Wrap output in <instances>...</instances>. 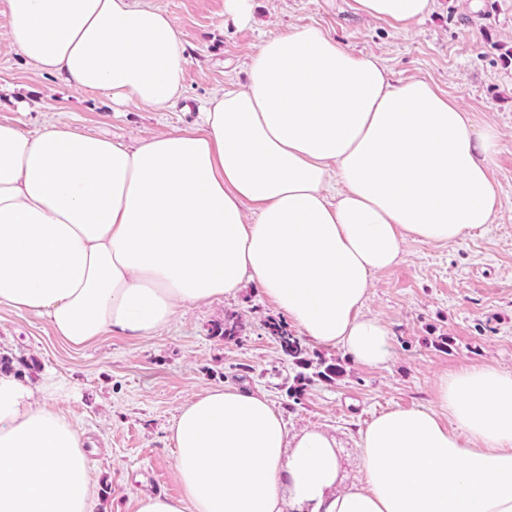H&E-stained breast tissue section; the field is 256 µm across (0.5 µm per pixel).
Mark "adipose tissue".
Wrapping results in <instances>:
<instances>
[{
  "label": "adipose tissue",
  "instance_id": "ef3b65f1",
  "mask_svg": "<svg viewBox=\"0 0 512 512\" xmlns=\"http://www.w3.org/2000/svg\"><path fill=\"white\" fill-rule=\"evenodd\" d=\"M433 3L354 9L405 28ZM6 7L7 40L39 72L137 110L182 99L187 46L147 0ZM247 73L205 100L198 127L130 143L0 123V306L80 348L157 335L251 280L309 343L385 366L392 330L364 311L374 274L406 241L492 223L502 135L317 25L262 39ZM62 392L0 372V512H90L96 464L51 405ZM169 442L179 493H140L136 512H512V370L469 366L438 378L433 408L375 417L346 487L335 438L289 435L258 391L194 395Z\"/></svg>",
  "mask_w": 512,
  "mask_h": 512
}]
</instances>
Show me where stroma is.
<instances>
[{
  "mask_svg": "<svg viewBox=\"0 0 512 512\" xmlns=\"http://www.w3.org/2000/svg\"><path fill=\"white\" fill-rule=\"evenodd\" d=\"M176 21L188 48L185 103L168 112L120 107L26 64L6 40L0 0V122L36 130L52 121L132 141L194 124V103L244 85L246 64L260 40L316 24L352 51L378 57L394 80L424 78L502 133L492 170L499 208L491 224L454 243L407 242L400 261L373 276L366 312L393 331V356L380 368L354 363L341 348L307 346L311 361L340 363L333 380L300 369L268 335L265 322L282 313L253 283L236 297L178 316L160 335L132 340L105 336L76 349L46 319L0 308V354L33 382H63L54 401L94 445L99 497L92 512H136L141 492L178 495L169 429L179 408L214 386L264 392L289 434L318 428L340 450L342 481L360 477V429L396 408L431 407L437 378L462 367L512 369V0H434L432 13L407 28L365 18L351 0H254L239 24L224 0H149ZM242 330L215 336L228 316ZM305 381H297L298 373Z\"/></svg>",
  "mask_w": 512,
  "mask_h": 512,
  "instance_id": "stroma-1",
  "label": "stroma"
}]
</instances>
